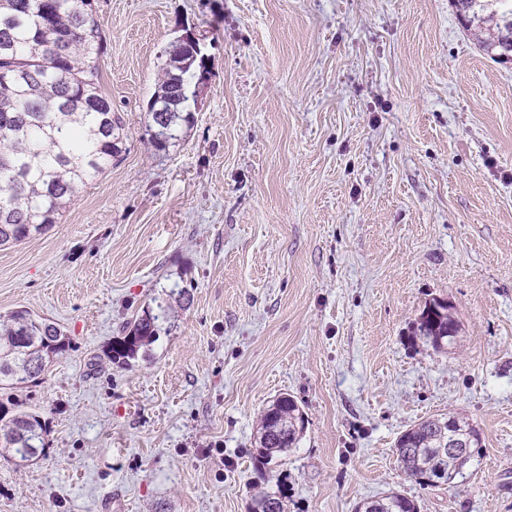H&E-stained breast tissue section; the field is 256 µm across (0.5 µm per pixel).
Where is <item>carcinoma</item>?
Instances as JSON below:
<instances>
[{"label":"carcinoma","instance_id":"1","mask_svg":"<svg viewBox=\"0 0 512 512\" xmlns=\"http://www.w3.org/2000/svg\"><path fill=\"white\" fill-rule=\"evenodd\" d=\"M464 29L479 35V48L500 63H512V0H451ZM103 41L93 0H0V246L47 231L72 203L86 180L112 167L122 151V119L101 92L97 64ZM198 62L182 46L170 54L158 91L147 111L165 144L194 119L187 89ZM162 315L149 310L127 321L111 362L130 365L157 340ZM458 330L445 299L425 303L416 335L443 350ZM72 347L58 326L20 309L0 319V390L37 381L49 363ZM464 431L471 448L455 458V476L481 448L479 429L464 416L423 420L395 444L405 474L431 486L444 464L439 448L448 444V426ZM305 429L297 402L285 395L260 416L258 456L266 462L296 444ZM49 431L41 415L0 400V449L29 462L45 455ZM285 493L261 492L252 512H283ZM355 512H420L416 500L398 492L360 502Z\"/></svg>","mask_w":512,"mask_h":512}]
</instances>
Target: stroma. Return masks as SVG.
<instances>
[{
  "instance_id": "stroma-1",
  "label": "stroma",
  "mask_w": 512,
  "mask_h": 512,
  "mask_svg": "<svg viewBox=\"0 0 512 512\" xmlns=\"http://www.w3.org/2000/svg\"><path fill=\"white\" fill-rule=\"evenodd\" d=\"M119 157L45 234L0 247V315L72 348L12 391L45 456L0 457V512H512V64L451 0H94ZM198 41L194 120L159 146L147 106ZM448 300L455 343L415 336ZM146 357L108 358L143 310ZM294 397L295 448L256 460L262 410ZM481 433L455 486L393 452L439 414ZM285 493L279 489L276 491L260 492L253 500L252 512H283V499ZM273 505V510L270 506ZM355 512H420V506L415 499L398 492H390L358 503Z\"/></svg>"
}]
</instances>
